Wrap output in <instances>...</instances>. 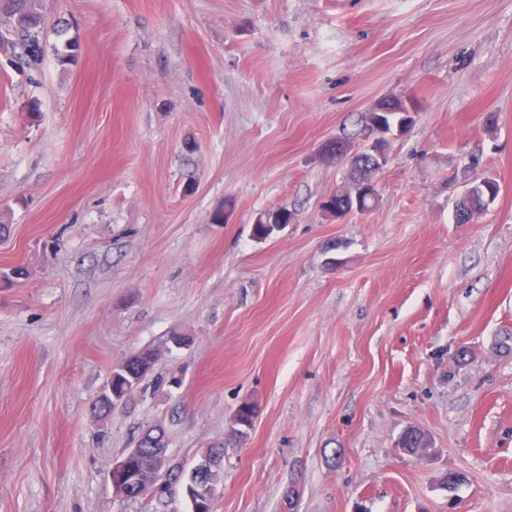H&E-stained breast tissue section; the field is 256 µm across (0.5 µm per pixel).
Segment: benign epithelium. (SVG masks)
I'll list each match as a JSON object with an SVG mask.
<instances>
[{
  "instance_id": "benign-epithelium-1",
  "label": "benign epithelium",
  "mask_w": 512,
  "mask_h": 512,
  "mask_svg": "<svg viewBox=\"0 0 512 512\" xmlns=\"http://www.w3.org/2000/svg\"><path fill=\"white\" fill-rule=\"evenodd\" d=\"M401 127L391 128L386 126L379 118H374L362 127L360 136L364 142V152L369 161L373 173L383 171L389 162L388 149L390 143L402 135ZM378 182L371 177L358 184L350 193L349 212H361L363 200L375 194ZM136 449H131L125 455L112 461L110 480L112 490L116 497L125 501H138L143 498L152 499L157 495L171 497L175 492V486L182 481L185 475H194V471L185 472L172 463L170 457L164 454V450H155V477L152 482L145 484L129 471L128 460Z\"/></svg>"
}]
</instances>
